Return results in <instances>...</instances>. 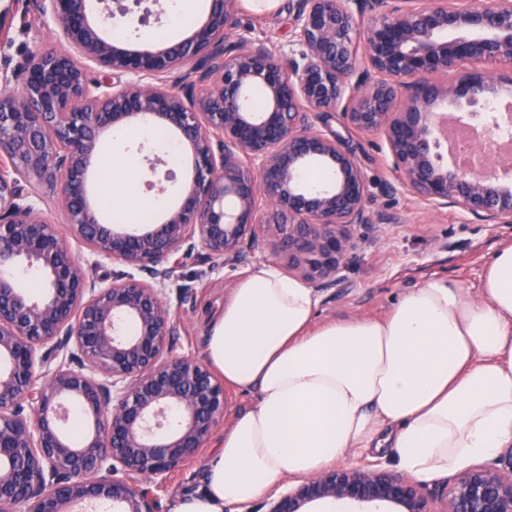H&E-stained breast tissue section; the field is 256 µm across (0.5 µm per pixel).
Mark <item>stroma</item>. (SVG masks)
<instances>
[{"label": "stroma", "instance_id": "35a3bbf8", "mask_svg": "<svg viewBox=\"0 0 512 512\" xmlns=\"http://www.w3.org/2000/svg\"><path fill=\"white\" fill-rule=\"evenodd\" d=\"M294 10L295 0H275L273 8L262 11L254 10L249 0H237L235 25L227 38L259 39L277 55L291 56ZM0 18L10 28L8 36L0 39V72L12 69L27 50L61 47L50 26L23 30L11 0H0ZM351 144L366 176L367 209L396 216L397 221L358 228L355 246L335 285L317 291L318 320L382 316L403 290L434 274L452 277L467 288L477 287L494 249L501 242H512V224H490L457 207L423 203L402 185L383 137L355 134ZM269 240V234H262L257 242L245 243L241 262L218 266L204 260L198 243L184 245L176 276L162 290L175 325L176 353L203 359L211 312L223 307L246 271L274 265ZM223 434V427H216L206 448L171 474L158 495L159 512H169L173 497L193 485Z\"/></svg>", "mask_w": 512, "mask_h": 512}]
</instances>
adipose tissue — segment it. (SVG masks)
Masks as SVG:
<instances>
[{"mask_svg": "<svg viewBox=\"0 0 512 512\" xmlns=\"http://www.w3.org/2000/svg\"><path fill=\"white\" fill-rule=\"evenodd\" d=\"M179 143L156 123L112 131V215L134 213L128 141ZM319 299L270 266L240 279L205 343L225 388L253 395L224 428L195 488L170 512L248 506L294 478L363 455L421 480L512 447V243L478 287L434 275L405 289L379 318L316 322Z\"/></svg>", "mask_w": 512, "mask_h": 512, "instance_id": "obj_1", "label": "adipose tissue"}]
</instances>
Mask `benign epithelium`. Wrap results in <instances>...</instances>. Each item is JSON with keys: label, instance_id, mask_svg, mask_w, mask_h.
Instances as JSON below:
<instances>
[{"label": "benign epithelium", "instance_id": "7a95c632", "mask_svg": "<svg viewBox=\"0 0 512 512\" xmlns=\"http://www.w3.org/2000/svg\"><path fill=\"white\" fill-rule=\"evenodd\" d=\"M54 26L63 51L36 50L0 74V512H158L157 492L224 418L208 367L174 352L161 285L197 240L214 263L273 225L271 254L321 286L336 276L358 226L372 223L367 184L345 138L319 129L341 112L347 129L385 137L403 183L427 204L512 224V175L440 161L436 105L449 101L499 143L496 94L512 85V0H296L298 55L283 64L265 42L226 45L234 0H210L181 41L127 46L104 29L122 0H13ZM487 65L508 72L491 78ZM117 78L112 89L92 74ZM456 78L437 82L439 75ZM264 105L251 104L254 89ZM409 105L396 110L402 94ZM145 121L188 150L186 192L162 222L129 232L102 222L88 194L99 141ZM326 165L334 182L307 191L297 172ZM60 186L70 234L97 259L143 271L97 285L29 200L32 182ZM35 268L43 292L16 285ZM132 323L135 331L125 325ZM92 421L79 443L61 431L63 403ZM384 504L400 512H512V450L433 493L378 464L343 465L273 494L263 512H306L317 501Z\"/></svg>", "mask_w": 512, "mask_h": 512}]
</instances>
